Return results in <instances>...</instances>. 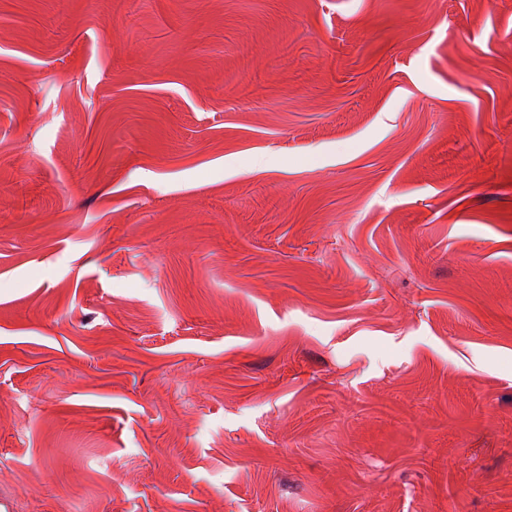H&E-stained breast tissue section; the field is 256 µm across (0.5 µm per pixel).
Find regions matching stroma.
Segmentation results:
<instances>
[{
  "label": "stroma",
  "mask_w": 512,
  "mask_h": 512,
  "mask_svg": "<svg viewBox=\"0 0 512 512\" xmlns=\"http://www.w3.org/2000/svg\"><path fill=\"white\" fill-rule=\"evenodd\" d=\"M0 512H512V0H0Z\"/></svg>",
  "instance_id": "35a3bbf8"
}]
</instances>
